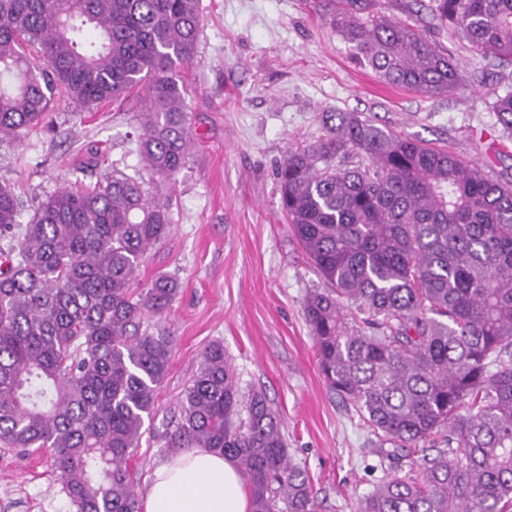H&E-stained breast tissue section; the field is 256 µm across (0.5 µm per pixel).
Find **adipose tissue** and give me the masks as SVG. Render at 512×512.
Segmentation results:
<instances>
[{
  "label": "adipose tissue",
  "mask_w": 512,
  "mask_h": 512,
  "mask_svg": "<svg viewBox=\"0 0 512 512\" xmlns=\"http://www.w3.org/2000/svg\"><path fill=\"white\" fill-rule=\"evenodd\" d=\"M145 512H250L237 466L207 448L186 450L158 466L144 496Z\"/></svg>",
  "instance_id": "adipose-tissue-1"
}]
</instances>
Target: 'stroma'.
Returning <instances> with one entry per match:
<instances>
[{
    "label": "stroma",
    "mask_w": 512,
    "mask_h": 512,
    "mask_svg": "<svg viewBox=\"0 0 512 512\" xmlns=\"http://www.w3.org/2000/svg\"><path fill=\"white\" fill-rule=\"evenodd\" d=\"M382 13H415L429 41L449 49L462 78L456 93L428 97L384 83L330 27L336 0H199L194 62L178 73L190 89L193 145L168 192L172 227L140 268L141 281L175 277L166 317L175 348L151 429L175 420L204 348L222 342L242 390L266 394L292 461L307 472L318 512H360L376 485L407 476L386 458L354 408L326 386L302 302L322 281L297 245L280 205L275 167L293 140L320 133L318 115L361 112L384 128L448 147L512 179V140L500 138L489 103L512 85V64L488 61L431 23L429 0H376ZM140 98L91 112L55 98L53 130L0 143V182L30 218L41 200L81 175L89 149L109 169L138 163L133 141ZM0 512H76L45 457L0 444Z\"/></svg>",
    "instance_id": "stroma-1"
}]
</instances>
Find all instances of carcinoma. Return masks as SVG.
<instances>
[{"label": "carcinoma", "mask_w": 512, "mask_h": 512, "mask_svg": "<svg viewBox=\"0 0 512 512\" xmlns=\"http://www.w3.org/2000/svg\"><path fill=\"white\" fill-rule=\"evenodd\" d=\"M431 19L483 58L512 62V0H432ZM198 0H0V141L41 124L54 96L83 112L143 92L133 174L103 171L41 202L0 184V443L45 450L77 512H140L135 450L173 338L141 330L179 291L137 288L170 232L163 191L192 144L187 84ZM331 27L385 83L457 91L452 56L408 19L346 0ZM512 137V89L494 94ZM276 176L294 235L326 283L303 314L321 374L379 443L421 477L393 475L361 512H512V181L359 112L320 114ZM156 178L145 191L141 171ZM174 455L232 459L251 512H317L265 394H244L224 344L201 354L161 432Z\"/></svg>", "instance_id": "carcinoma-1"}]
</instances>
